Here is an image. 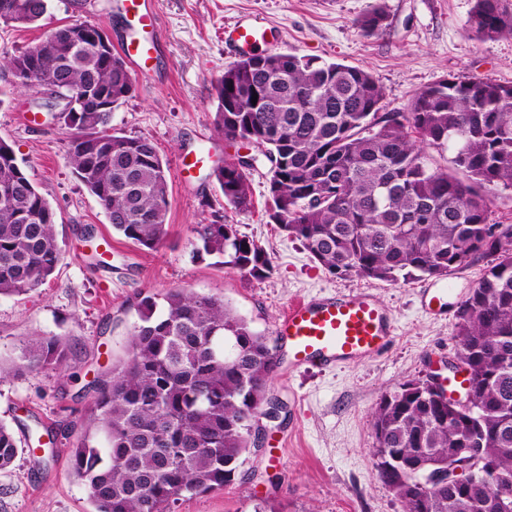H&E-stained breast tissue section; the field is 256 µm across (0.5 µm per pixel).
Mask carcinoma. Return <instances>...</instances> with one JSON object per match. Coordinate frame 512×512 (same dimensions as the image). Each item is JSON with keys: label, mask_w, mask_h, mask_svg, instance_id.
I'll return each instance as SVG.
<instances>
[{"label": "carcinoma", "mask_w": 512, "mask_h": 512, "mask_svg": "<svg viewBox=\"0 0 512 512\" xmlns=\"http://www.w3.org/2000/svg\"><path fill=\"white\" fill-rule=\"evenodd\" d=\"M49 8L50 0H0V17L38 27ZM386 20L376 7L354 25L370 37ZM467 32L512 35V11L503 0H475ZM36 62L53 93L88 84L110 98V109L81 113L70 162L112 229L156 249L168 233L166 169L151 140L110 126L133 91L123 57L76 50L63 36L40 41ZM214 90L224 137L257 143L271 164L269 218L332 275L442 278L491 258L457 311V359L470 373L475 414H455L412 380L381 400L372 431L379 477L404 512H502L512 496V224L489 220L486 192L512 186V84L450 77L421 90L410 111L385 112L365 69L268 54L224 69ZM85 129L101 142L89 155L79 142ZM450 145L452 168L429 161L426 149ZM253 162L240 155L215 171L238 211L253 206ZM55 225L50 203L0 140V295L27 293L54 275L63 255ZM194 233L199 250L225 267L256 279L271 273L265 250L236 225L220 218ZM69 350L61 339L30 340L10 371L61 366ZM275 366L267 337L224 300L183 289L161 304L142 298L127 355L93 380L89 424L70 449L93 512H171L186 495L231 484L257 451L253 420L276 402L268 389ZM473 436L485 448L484 480L466 490L419 485V474L447 468ZM18 452L1 423L0 470Z\"/></svg>", "instance_id": "carcinoma-1"}]
</instances>
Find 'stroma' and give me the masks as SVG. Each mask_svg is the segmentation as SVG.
Here are the masks:
<instances>
[{
	"label": "stroma",
	"mask_w": 512,
	"mask_h": 512,
	"mask_svg": "<svg viewBox=\"0 0 512 512\" xmlns=\"http://www.w3.org/2000/svg\"><path fill=\"white\" fill-rule=\"evenodd\" d=\"M113 0H87L73 10L51 0V24L102 23L113 43L125 29ZM383 5L387 26L366 38L355 18ZM163 46L151 72L133 75L134 90L112 114L128 136L149 138L167 169L169 234L156 250H142L113 231L98 199L77 179L69 159L71 131L63 120L39 116L34 90L20 86L0 66V139L50 202L64 254L53 277L27 294L0 296V364L10 366L33 338L66 341L63 367L0 379V422L28 438L16 421L36 417L57 434L56 454L36 463L19 452L0 470V512H92L73 475L70 450L88 424L85 389L124 357L137 306L181 288L224 299L251 327L267 336L277 360L271 393L287 413L260 419L262 446L234 484L218 492L181 498L173 512H253L265 501L277 512H403L378 476L371 417L381 399L410 380L442 369L458 350L456 314L486 266L479 260L434 287L448 286L438 313L421 307V279L391 284L355 276L339 278L314 261L265 213L269 164L257 159L249 177L254 205L238 211L224 203L213 175L241 152L215 124L214 86L239 55L224 40L225 26L253 23L273 28L268 52L319 57L367 69L384 90L388 112L409 111L420 90L455 76L512 84V36L481 39L465 24L474 0H155ZM206 156L188 182L179 179L184 158ZM237 225L267 252L271 274L255 279L197 252L193 229L213 213ZM371 290L391 313L394 339L379 354L332 369L291 365L274 336L288 307L317 294Z\"/></svg>",
	"instance_id": "1"
}]
</instances>
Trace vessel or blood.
<instances>
[{"label": "vessel or blood", "mask_w": 512, "mask_h": 512, "mask_svg": "<svg viewBox=\"0 0 512 512\" xmlns=\"http://www.w3.org/2000/svg\"><path fill=\"white\" fill-rule=\"evenodd\" d=\"M131 34L121 52L134 72L148 71L160 48L158 17L152 0H116ZM272 28L241 23L225 29L224 39L237 52L251 54L272 37ZM394 327L389 311L367 291L302 299L289 306L276 328L296 365L337 366L368 357L391 341Z\"/></svg>", "instance_id": "b4317fda"}]
</instances>
